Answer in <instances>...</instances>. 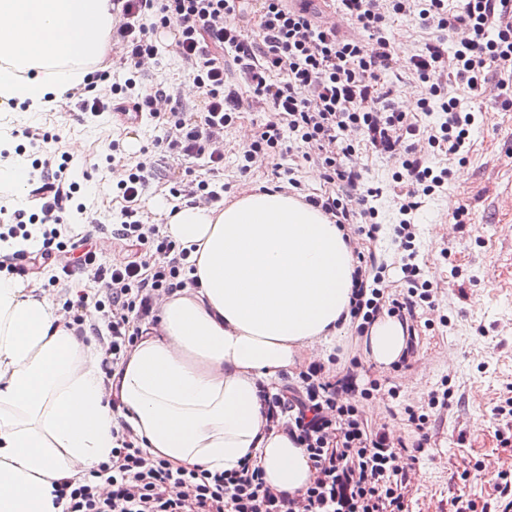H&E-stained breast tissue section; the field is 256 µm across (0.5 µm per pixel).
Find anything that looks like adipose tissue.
I'll return each mask as SVG.
<instances>
[{
  "label": "adipose tissue",
  "instance_id": "ef3b65f1",
  "mask_svg": "<svg viewBox=\"0 0 512 512\" xmlns=\"http://www.w3.org/2000/svg\"><path fill=\"white\" fill-rule=\"evenodd\" d=\"M112 0H0V99L51 108L71 89L42 68L104 62ZM163 230L190 249L199 285L160 303L113 374L38 289L0 278V512H62L60 479L83 480L131 431L151 456L212 472L257 460L270 487L297 493L314 476L304 449L268 428L259 385L306 351L331 350L351 323L354 257L339 225L286 192L213 207L177 205ZM406 345L401 323H375L380 366Z\"/></svg>",
  "mask_w": 512,
  "mask_h": 512
}]
</instances>
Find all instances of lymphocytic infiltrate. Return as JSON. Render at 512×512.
I'll return each mask as SVG.
<instances>
[{
  "instance_id": "1",
  "label": "lymphocytic infiltrate",
  "mask_w": 512,
  "mask_h": 512,
  "mask_svg": "<svg viewBox=\"0 0 512 512\" xmlns=\"http://www.w3.org/2000/svg\"><path fill=\"white\" fill-rule=\"evenodd\" d=\"M335 11L364 32L340 33L319 16L313 0H121L112 26V45L125 70L123 82L102 92L95 85L69 91L78 111L99 116L114 100L130 104L147 120L159 122L152 162L137 163L112 176L123 201L111 223L97 224L93 206L76 202L79 185L69 176L72 162L62 149L45 150L47 135L27 131L32 147L43 148L30 178L34 213L7 214L9 236L30 246L6 255L0 267L59 285L75 272L86 274L92 291L67 300L70 325L77 333L105 327V361L118 365L135 345L143 321L159 296L196 286L186 276L187 249L160 225L144 222L141 200L152 181L178 159L191 164L224 163V131L239 114L257 107L267 114L250 143L238 155L242 174L257 162L274 160L289 188L301 189L299 158L318 168L333 192L306 196L307 204L358 236H373L378 216L371 206L376 188L364 181L362 152L398 159L394 182L407 191L395 207L393 240L405 251L404 288L388 294L374 277V256L357 252L350 314L356 337L367 336L383 317L406 327V356L416 351L413 327L418 313L434 306L433 286L421 279L413 254L414 224L426 198L448 189L450 168L430 163L429 154L463 159L471 148L476 116L468 97L495 88L502 106L512 94L500 75L512 60V0H336ZM405 17L430 33L418 52L401 59L386 33L389 19ZM173 36L170 47L186 77L199 90L198 104L186 107L163 88L143 80L157 65L160 32ZM409 75L420 88L413 107L398 99L386 75ZM420 112L442 113V121L422 129ZM97 224L98 231L125 247V260L98 262L86 248L88 234L75 232V220ZM85 248L81 264L70 252ZM358 358L330 374L310 363L294 381L260 390L269 427L282 430L304 449L315 477L303 491H274L264 471L247 459L238 469L213 473L173 467L143 452L130 431L114 434L110 461L80 482L62 480L58 494L64 512H409L403 492L405 461H418L429 445L426 414L408 412L415 438L405 442L387 425L369 426L362 401L378 391L377 381L359 385ZM108 494H100L99 483Z\"/></svg>"
}]
</instances>
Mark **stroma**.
Listing matches in <instances>:
<instances>
[{"mask_svg": "<svg viewBox=\"0 0 512 512\" xmlns=\"http://www.w3.org/2000/svg\"><path fill=\"white\" fill-rule=\"evenodd\" d=\"M472 105L480 116L468 160L455 166L447 192L427 201L419 217V264L436 292L432 323L418 327L413 358L367 372L383 387L398 388L401 406L424 407L429 395L446 385L453 391L445 408L434 409L431 450L409 474L412 512H448L458 495L472 501L474 512H485L494 501L493 475L512 471V447H501L492 414L512 384V107L481 98ZM265 119V113L248 112L225 131V199L275 183L271 168L244 175L237 167L239 148ZM35 126L60 135L63 148L83 143L72 175L87 187L104 224L122 202L96 170L99 157L115 140L122 163L141 161L144 148L161 133L157 127L121 126L106 115L86 121L62 102ZM460 208L467 212L466 224L455 230L453 214ZM455 269L460 272L456 278L451 275ZM442 315L447 324L439 323Z\"/></svg>", "mask_w": 512, "mask_h": 512, "instance_id": "obj_1", "label": "stroma"}]
</instances>
